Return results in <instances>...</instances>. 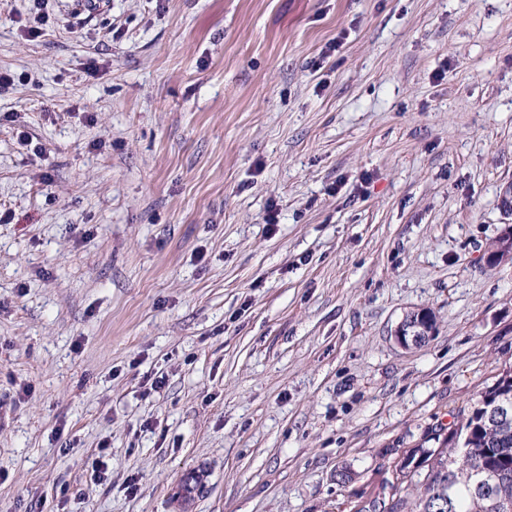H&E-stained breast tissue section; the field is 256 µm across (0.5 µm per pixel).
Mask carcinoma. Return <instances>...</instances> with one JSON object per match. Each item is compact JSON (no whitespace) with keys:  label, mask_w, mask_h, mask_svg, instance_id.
Here are the masks:
<instances>
[{"label":"carcinoma","mask_w":512,"mask_h":512,"mask_svg":"<svg viewBox=\"0 0 512 512\" xmlns=\"http://www.w3.org/2000/svg\"><path fill=\"white\" fill-rule=\"evenodd\" d=\"M512 404V370L501 374L455 428L417 457L392 466L391 494L368 512H512V421L488 416L489 405Z\"/></svg>","instance_id":"obj_1"}]
</instances>
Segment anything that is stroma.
I'll use <instances>...</instances> for the list:
<instances>
[{
  "mask_svg": "<svg viewBox=\"0 0 512 512\" xmlns=\"http://www.w3.org/2000/svg\"><path fill=\"white\" fill-rule=\"evenodd\" d=\"M78 2L0 0V512L389 494L512 367V0Z\"/></svg>",
  "mask_w": 512,
  "mask_h": 512,
  "instance_id": "35a3bbf8",
  "label": "stroma"
}]
</instances>
